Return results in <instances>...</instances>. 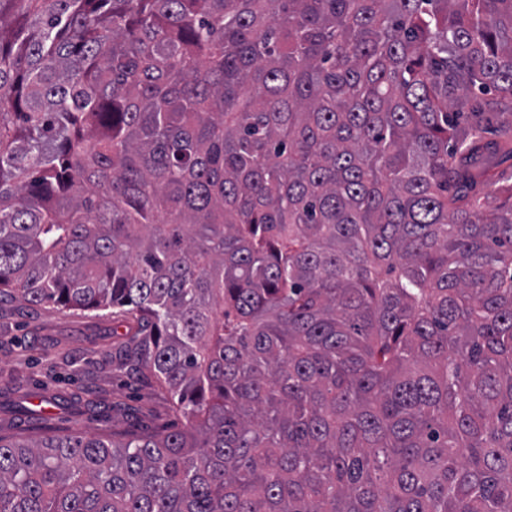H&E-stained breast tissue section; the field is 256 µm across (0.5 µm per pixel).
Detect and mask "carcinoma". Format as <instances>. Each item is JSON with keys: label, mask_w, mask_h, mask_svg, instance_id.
I'll return each mask as SVG.
<instances>
[{"label": "carcinoma", "mask_w": 512, "mask_h": 512, "mask_svg": "<svg viewBox=\"0 0 512 512\" xmlns=\"http://www.w3.org/2000/svg\"><path fill=\"white\" fill-rule=\"evenodd\" d=\"M497 155L512 0H0V296L184 420L0 437V512H512Z\"/></svg>", "instance_id": "obj_1"}]
</instances>
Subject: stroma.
<instances>
[{"label":"stroma","instance_id":"1","mask_svg":"<svg viewBox=\"0 0 512 512\" xmlns=\"http://www.w3.org/2000/svg\"><path fill=\"white\" fill-rule=\"evenodd\" d=\"M125 316L0 301V437L38 440L74 432L161 433L180 424L171 395L113 360ZM50 389L60 401L43 418L9 408Z\"/></svg>","mask_w":512,"mask_h":512}]
</instances>
